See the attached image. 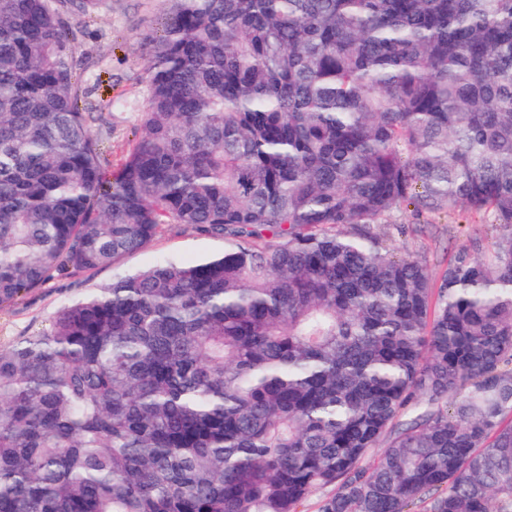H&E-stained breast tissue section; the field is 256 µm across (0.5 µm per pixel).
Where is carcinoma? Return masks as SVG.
Masks as SVG:
<instances>
[{
  "instance_id": "cac0c4a2",
  "label": "carcinoma",
  "mask_w": 512,
  "mask_h": 512,
  "mask_svg": "<svg viewBox=\"0 0 512 512\" xmlns=\"http://www.w3.org/2000/svg\"><path fill=\"white\" fill-rule=\"evenodd\" d=\"M102 2L0 0V304L166 224L224 252L0 350V512H512V0H163L110 176ZM404 206L506 232L437 286Z\"/></svg>"
}]
</instances>
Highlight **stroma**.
<instances>
[{
    "label": "stroma",
    "instance_id": "35a3bbf8",
    "mask_svg": "<svg viewBox=\"0 0 512 512\" xmlns=\"http://www.w3.org/2000/svg\"><path fill=\"white\" fill-rule=\"evenodd\" d=\"M163 10L162 0H108L98 12L81 19L86 35L73 53L80 77L96 89L97 119L92 131L101 141L106 171L117 170L135 142L146 98L149 47L145 38ZM500 232L499 226L477 215H418L404 208L397 212L395 224L383 228L382 238L394 255L424 260L437 280L460 247L475 240L491 247ZM223 248V239L172 224L145 248L117 258L111 266L53 276L22 299L0 304V348L47 330L64 303L110 283L115 272L144 268L167 256L195 260Z\"/></svg>",
    "mask_w": 512,
    "mask_h": 512
}]
</instances>
